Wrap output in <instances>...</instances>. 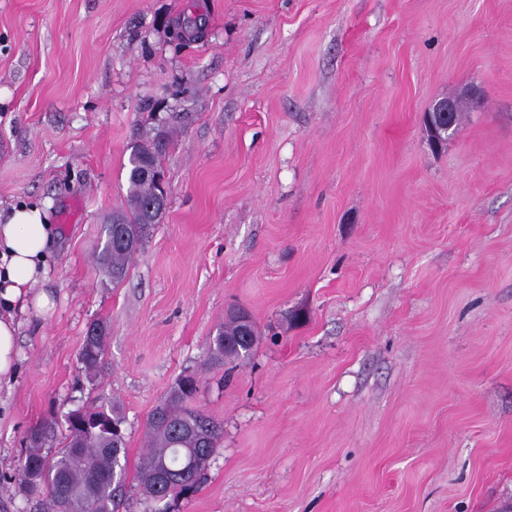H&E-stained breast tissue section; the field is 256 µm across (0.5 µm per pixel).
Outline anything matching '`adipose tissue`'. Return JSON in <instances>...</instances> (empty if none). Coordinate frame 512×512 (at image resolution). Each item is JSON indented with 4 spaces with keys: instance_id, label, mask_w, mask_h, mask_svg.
Segmentation results:
<instances>
[{
    "instance_id": "adipose-tissue-1",
    "label": "adipose tissue",
    "mask_w": 512,
    "mask_h": 512,
    "mask_svg": "<svg viewBox=\"0 0 512 512\" xmlns=\"http://www.w3.org/2000/svg\"><path fill=\"white\" fill-rule=\"evenodd\" d=\"M52 244V228L41 207L23 204L0 212V379L16 369L20 315L29 305L49 303L47 295L35 296L31 290L48 276Z\"/></svg>"
}]
</instances>
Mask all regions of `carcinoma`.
<instances>
[{"label": "carcinoma", "mask_w": 512, "mask_h": 512, "mask_svg": "<svg viewBox=\"0 0 512 512\" xmlns=\"http://www.w3.org/2000/svg\"><path fill=\"white\" fill-rule=\"evenodd\" d=\"M181 120L172 112L159 130L138 128L133 133L128 159L126 207L112 213L105 225V240L97 262L114 284L127 276L134 257L160 224L168 194L156 177L164 175L161 161L170 143L171 129ZM234 318L224 322L208 349V364H224L254 351L259 331L249 324L250 341L240 349L224 341L239 334ZM108 326L93 323L80 349V361L90 383L103 366ZM197 380L184 376L156 405L163 416L147 418V451L137 471L139 491L148 498H176L194 490L210 459L217 452L223 427L193 406ZM65 430L53 450L44 449L55 436L56 419L32 429L27 448L18 459L19 483L24 494L41 502L42 512H114V491L127 470L125 423L120 407L105 398L64 414Z\"/></svg>", "instance_id": "carcinoma-1"}]
</instances>
